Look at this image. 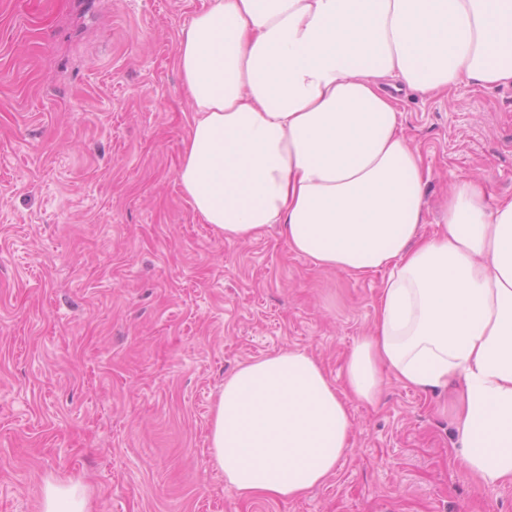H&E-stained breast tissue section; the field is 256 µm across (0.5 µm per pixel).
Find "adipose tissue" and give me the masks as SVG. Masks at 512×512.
I'll use <instances>...</instances> for the list:
<instances>
[{
    "label": "adipose tissue",
    "mask_w": 512,
    "mask_h": 512,
    "mask_svg": "<svg viewBox=\"0 0 512 512\" xmlns=\"http://www.w3.org/2000/svg\"><path fill=\"white\" fill-rule=\"evenodd\" d=\"M194 118L177 180L225 239L279 226L320 268L385 271L370 331L336 385L299 349L255 358L212 407L210 462L244 499L291 501L351 446V402L383 371L449 408L458 467L512 485V198L457 178L430 235L428 174L403 134L399 83L440 95L512 85V0H210L180 36ZM80 484L43 487L40 512H87Z\"/></svg>",
    "instance_id": "obj_1"
}]
</instances>
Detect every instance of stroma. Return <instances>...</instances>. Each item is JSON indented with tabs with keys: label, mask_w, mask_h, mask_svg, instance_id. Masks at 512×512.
<instances>
[{
	"label": "stroma",
	"mask_w": 512,
	"mask_h": 512,
	"mask_svg": "<svg viewBox=\"0 0 512 512\" xmlns=\"http://www.w3.org/2000/svg\"><path fill=\"white\" fill-rule=\"evenodd\" d=\"M208 0H0V512L51 478L90 512H512L455 462L448 396L386 377L335 476L245 500L210 464L238 366L300 349L341 379L384 273L320 269L278 228L215 235L177 182L193 119L177 45ZM430 170L423 233L455 178L512 197V87L399 93Z\"/></svg>",
	"instance_id": "35a3bbf8"
}]
</instances>
